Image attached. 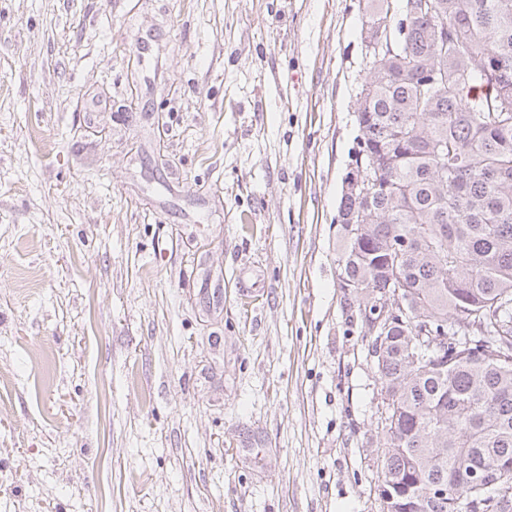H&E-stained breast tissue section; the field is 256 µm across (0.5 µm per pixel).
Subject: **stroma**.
<instances>
[{
  "label": "stroma",
  "mask_w": 512,
  "mask_h": 512,
  "mask_svg": "<svg viewBox=\"0 0 512 512\" xmlns=\"http://www.w3.org/2000/svg\"><path fill=\"white\" fill-rule=\"evenodd\" d=\"M364 31L362 0H0V512H381L338 287Z\"/></svg>",
  "instance_id": "35a3bbf8"
}]
</instances>
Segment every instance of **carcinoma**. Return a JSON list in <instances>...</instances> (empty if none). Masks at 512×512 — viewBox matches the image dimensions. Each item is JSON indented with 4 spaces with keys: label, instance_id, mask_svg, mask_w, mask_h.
I'll list each match as a JSON object with an SVG mask.
<instances>
[{
    "label": "carcinoma",
    "instance_id": "obj_1",
    "mask_svg": "<svg viewBox=\"0 0 512 512\" xmlns=\"http://www.w3.org/2000/svg\"><path fill=\"white\" fill-rule=\"evenodd\" d=\"M432 2L424 18L366 0L391 40L361 88L355 164L389 188L342 196L339 283L368 326L388 282L404 287L408 319L368 349L392 401L378 481L410 488V512H463L486 508L469 471L512 460V0ZM442 330L448 362L410 360L420 333ZM458 333L483 355L453 346Z\"/></svg>",
    "mask_w": 512,
    "mask_h": 512
}]
</instances>
